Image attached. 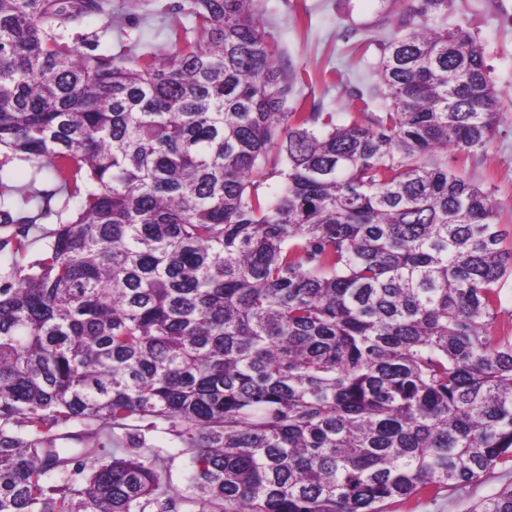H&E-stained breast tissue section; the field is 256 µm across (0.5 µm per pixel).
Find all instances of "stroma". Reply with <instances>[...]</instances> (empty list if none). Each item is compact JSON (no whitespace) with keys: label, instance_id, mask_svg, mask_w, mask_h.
Masks as SVG:
<instances>
[{"label":"stroma","instance_id":"1","mask_svg":"<svg viewBox=\"0 0 512 512\" xmlns=\"http://www.w3.org/2000/svg\"><path fill=\"white\" fill-rule=\"evenodd\" d=\"M168 0H139L101 40L102 49L142 54L170 52V29L180 16L166 13ZM410 0H265L264 21L295 65L310 80L298 85L289 107L319 104L343 119L356 114L355 92L377 85L381 40L398 26ZM434 23L463 25L481 45L490 77L504 111L494 140L485 153H448V167L489 192L497 222L512 233V0H447ZM500 474L481 483L444 491L437 500H412L406 512H467L477 499L504 484Z\"/></svg>","mask_w":512,"mask_h":512}]
</instances>
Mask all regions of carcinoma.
Returning a JSON list of instances; mask_svg holds the SVG:
<instances>
[{"instance_id":"obj_1","label":"carcinoma","mask_w":512,"mask_h":512,"mask_svg":"<svg viewBox=\"0 0 512 512\" xmlns=\"http://www.w3.org/2000/svg\"><path fill=\"white\" fill-rule=\"evenodd\" d=\"M445 6L408 7L385 107L339 123L288 108L262 0H173L193 27L136 60L66 37L112 0H0V512H390L512 475V241L448 170L502 111ZM469 512H512V482ZM40 222V224H36L30 230V245L28 248V256L26 262L34 260L39 256L45 247V244L49 240V238H47L48 233L57 227V224L59 223V217L56 213H53Z\"/></svg>"}]
</instances>
